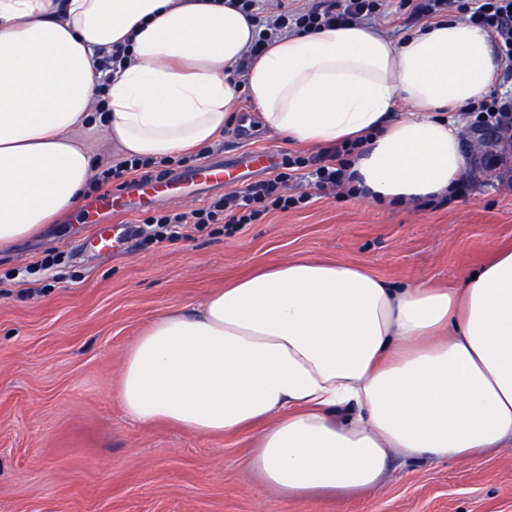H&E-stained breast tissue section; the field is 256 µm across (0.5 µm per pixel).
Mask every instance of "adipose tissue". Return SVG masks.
Instances as JSON below:
<instances>
[{"mask_svg":"<svg viewBox=\"0 0 512 512\" xmlns=\"http://www.w3.org/2000/svg\"><path fill=\"white\" fill-rule=\"evenodd\" d=\"M255 36L214 0H0V248L79 203L98 164L86 130L122 157L169 158L211 145L245 99L300 145L363 139L347 174L367 199L456 191L469 160L454 114L502 68L485 29L450 14L397 41L363 25L299 33L241 84ZM124 40L130 63L102 72L99 50ZM118 397L139 423L259 427L253 469L299 501L372 488L395 454L512 447V248L448 289L337 261L272 265L152 321Z\"/></svg>","mask_w":512,"mask_h":512,"instance_id":"1","label":"adipose tissue"}]
</instances>
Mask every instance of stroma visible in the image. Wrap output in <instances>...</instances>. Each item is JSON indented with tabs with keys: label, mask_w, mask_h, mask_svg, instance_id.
Masks as SVG:
<instances>
[{
	"label": "stroma",
	"mask_w": 512,
	"mask_h": 512,
	"mask_svg": "<svg viewBox=\"0 0 512 512\" xmlns=\"http://www.w3.org/2000/svg\"><path fill=\"white\" fill-rule=\"evenodd\" d=\"M251 150L290 166V188L310 192L316 151L252 121L226 127L192 162ZM220 187L161 197L116 214L82 198L42 233L0 250V512H512V447L477 463L393 465L356 497L286 500L264 487L249 457L255 429L199 436L142 425L117 396L120 366L156 317L188 310L224 284L296 258L364 267L393 287L419 279L457 287L464 273L512 247V163L467 170L448 198L381 206L347 193L310 192L234 235L212 224L191 238L115 248L92 245L98 228L120 235L149 213L189 212ZM58 265L36 270L43 257Z\"/></svg>",
	"instance_id": "1"
}]
</instances>
